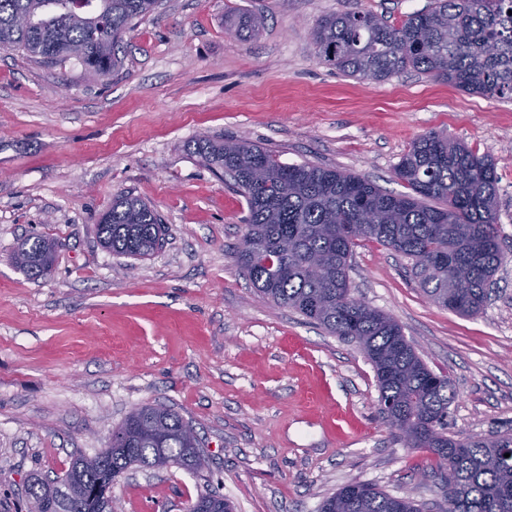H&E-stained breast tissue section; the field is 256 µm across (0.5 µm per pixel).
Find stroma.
I'll return each instance as SVG.
<instances>
[{"mask_svg":"<svg viewBox=\"0 0 512 512\" xmlns=\"http://www.w3.org/2000/svg\"><path fill=\"white\" fill-rule=\"evenodd\" d=\"M429 3L160 0L124 34L123 62L105 77L0 50V512H26L32 478L107 448L145 404L188 422L209 466L128 470L112 488L118 512H188L214 488L235 512H317L353 481L435 512V459L396 440L363 351L238 274L246 201L190 152L203 135L396 194L405 186L394 169L421 134L491 158L507 258L482 310L433 304L409 260L375 241L354 248L350 276L355 297L392 315L450 377V437L512 433V101L414 71L349 77L310 40L327 14L396 22ZM242 12L263 14L264 28L230 34L225 17ZM121 194L165 224L152 256L99 244L95 226ZM29 234L58 244L39 279L12 260Z\"/></svg>","mask_w":512,"mask_h":512,"instance_id":"1","label":"stroma"}]
</instances>
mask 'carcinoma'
<instances>
[{
	"instance_id": "obj_1",
	"label": "carcinoma",
	"mask_w": 512,
	"mask_h": 512,
	"mask_svg": "<svg viewBox=\"0 0 512 512\" xmlns=\"http://www.w3.org/2000/svg\"><path fill=\"white\" fill-rule=\"evenodd\" d=\"M158 0H0V49L46 63L78 60L107 75L119 66L123 34L155 12ZM261 14H238V31L256 32ZM315 54L338 72L375 81L414 70L468 93L512 100V0H432L398 25L377 14L323 16L312 33ZM192 153L224 172L248 209L237 271L274 304L291 308L333 335L359 343L376 373L379 401L406 423L408 448L431 453L443 498L454 512H512V464L495 449L512 434L457 440L446 418L453 391L433 372L398 321L357 300L349 276L353 248L375 240L413 262L412 273L436 305L474 315L486 303L505 260L496 224L493 163L463 143L429 132L395 167L410 192L393 194L372 181L311 164L290 165L259 145L200 137ZM113 255L145 258L163 242L164 225L141 199L123 195L97 224ZM18 268L36 279L53 263L52 240L31 236L16 251ZM198 471L206 457L175 412L142 405L112 431L109 448L74 458L63 476L35 478L36 512H114L112 485L133 465ZM193 512H234L217 490L200 494ZM320 512H421L408 497L351 482L326 497Z\"/></svg>"
}]
</instances>
